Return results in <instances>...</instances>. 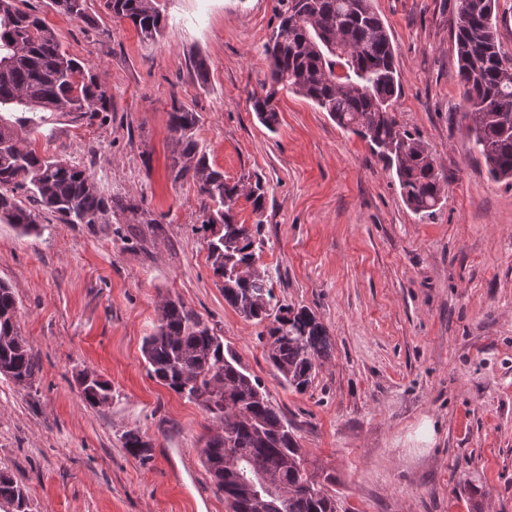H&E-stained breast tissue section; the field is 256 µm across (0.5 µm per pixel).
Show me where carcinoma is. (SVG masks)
Returning <instances> with one entry per match:
<instances>
[{"label":"carcinoma","instance_id":"cac0c4a2","mask_svg":"<svg viewBox=\"0 0 512 512\" xmlns=\"http://www.w3.org/2000/svg\"><path fill=\"white\" fill-rule=\"evenodd\" d=\"M51 4L66 16L86 19V0ZM107 7L115 18L130 21L142 38L159 35L162 16L152 0H107ZM276 11L279 25L265 44L270 76L251 98L260 123L274 131L275 101L285 88L311 100L395 169L414 212L433 210L442 195L439 173L427 147L397 129L390 115L401 95V76L389 31L372 0H276ZM498 14L499 0H460L453 42L473 149L492 178L511 181L512 126L505 127L502 117L512 113V55L503 49ZM111 109L98 76L68 53L35 10L0 0V222L23 235L39 229L40 213L17 202L18 187L67 224H99L116 210H140L135 202L103 196L87 170L31 146L29 135L49 123L48 112L78 122ZM199 121L197 113L182 107L169 113L170 131L181 147L172 169L178 179L191 177L207 201L201 229L223 225L208 240V261L213 275L223 280L225 302L246 319L269 321L268 359L288 385L303 392L317 363L329 356V334L310 310L279 304L265 277L251 273L263 243L261 224L235 220L240 188L228 185L199 149ZM142 350L154 379L198 404L221 428L206 440L201 457L231 512H338L336 497L310 472L292 425L266 387L194 310L165 302ZM39 372L38 357L20 334L15 294L1 281L0 375L30 385ZM80 385L91 404L111 398V386L96 377L85 374ZM123 447L142 460L150 444L129 430ZM16 500H27L24 489L0 474V502Z\"/></svg>","mask_w":512,"mask_h":512}]
</instances>
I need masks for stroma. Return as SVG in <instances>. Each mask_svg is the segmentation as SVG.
<instances>
[{"label":"stroma","mask_w":512,"mask_h":512,"mask_svg":"<svg viewBox=\"0 0 512 512\" xmlns=\"http://www.w3.org/2000/svg\"><path fill=\"white\" fill-rule=\"evenodd\" d=\"M112 99L94 123L62 118L39 152L88 169L138 214L66 224L43 213L23 236L0 223V281L41 363L33 385L0 377V473L30 512H229L201 462L211 422L152 378L142 339L163 299L199 313L266 386L339 512H512V181L472 148L452 32L459 0H373L401 73L394 116L431 152L444 186L414 213L368 144L311 101L280 91L279 124L256 118L269 77L274 0H156L163 29L142 39L87 0L88 21L25 0ZM228 183L263 179L259 268L280 304L310 309L333 349L298 392L267 358L264 325L224 300L199 227L204 200L175 179L173 106ZM91 372L112 397L85 403ZM432 434H425V426ZM151 445L132 457L121 436Z\"/></svg>","instance_id":"stroma-1"}]
</instances>
